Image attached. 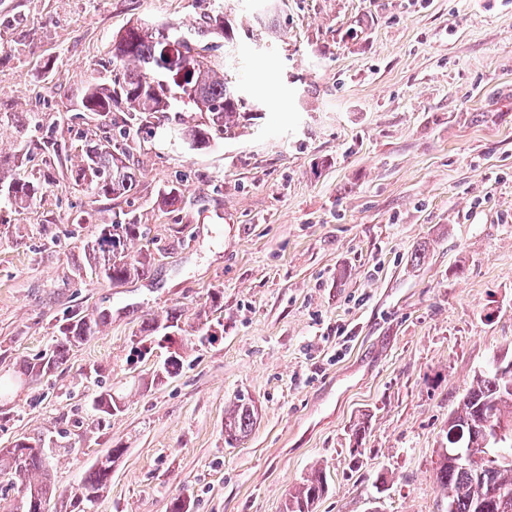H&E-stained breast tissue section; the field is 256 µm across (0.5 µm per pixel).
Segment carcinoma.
Here are the masks:
<instances>
[{"instance_id": "cac0c4a2", "label": "carcinoma", "mask_w": 512, "mask_h": 512, "mask_svg": "<svg viewBox=\"0 0 512 512\" xmlns=\"http://www.w3.org/2000/svg\"><path fill=\"white\" fill-rule=\"evenodd\" d=\"M231 39L224 17L216 14L198 23L194 33L185 36L168 26L136 23L115 41L112 65L118 76L108 83L94 82L85 92L83 107L101 127L116 126L112 108L123 105L127 115L120 125V138L105 135L84 142L80 160L71 170L73 184L81 188L94 204L102 198L130 193L136 174L130 165L126 139L130 130L150 122L154 114L167 112L172 101L181 99L206 114L201 124L187 125L182 134L199 148L221 137L248 115L234 82L224 77L223 64L198 51V41L208 37ZM110 123H105V120ZM42 187L30 181H14L7 187L10 203L27 205ZM148 238L147 227L132 217L116 224H104L98 235L84 245V269L97 282L117 287L130 278L146 275L155 260L151 252L131 254L128 245ZM104 319H92L79 309H71L57 320L60 339L53 348L23 362L25 385L56 372L71 351L98 333ZM183 355L175 350L165 359L154 379L173 377ZM98 423L108 422L120 411L119 397L106 389L91 403ZM255 414L243 399H237L224 412L228 437L241 440L252 431ZM493 423L512 436V389L508 382L489 370L481 373L463 395L460 408L448 417L446 447L437 451L435 480L444 497L446 512H512V461L492 467L480 450L487 436V423ZM472 446L476 451L462 465L452 449ZM63 444L50 446L40 439L22 436L8 448H0V475L20 480L17 496L0 502L3 512H45L56 489L48 475L49 458ZM124 449L110 448L87 471L71 498V512H89L112 477V464ZM325 474L312 470L284 503V512H315L316 504L327 493Z\"/></svg>"}]
</instances>
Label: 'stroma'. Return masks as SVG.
Segmentation results:
<instances>
[{
    "instance_id": "obj_1",
    "label": "stroma",
    "mask_w": 512,
    "mask_h": 512,
    "mask_svg": "<svg viewBox=\"0 0 512 512\" xmlns=\"http://www.w3.org/2000/svg\"><path fill=\"white\" fill-rule=\"evenodd\" d=\"M218 12L232 39L202 46L237 73L252 120L197 149L176 130L206 116L176 104L129 136L133 193L89 203L66 171L96 129L82 98L110 78L114 41ZM1 112L0 182L43 191L23 208L0 191V364L50 349L68 309L107 317L0 420V447L65 434L48 512H69L116 445L92 512L177 498L283 512L315 468L329 485L316 512H445L448 417L512 358V0H0ZM47 139L50 166L27 153ZM128 213L160 249L150 272L119 288L78 276L84 243ZM173 308L184 360L160 382L168 347L138 336ZM108 387L121 410L100 427L90 402ZM240 398L256 422L230 445ZM123 454L119 446L109 448L87 471L71 498L70 512H90L89 506L95 502L112 477V464Z\"/></svg>"
}]
</instances>
